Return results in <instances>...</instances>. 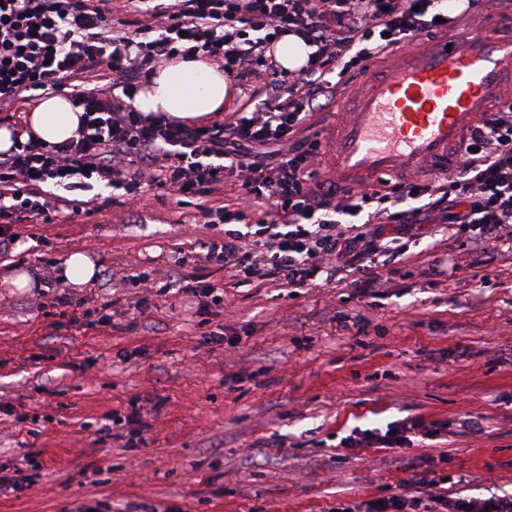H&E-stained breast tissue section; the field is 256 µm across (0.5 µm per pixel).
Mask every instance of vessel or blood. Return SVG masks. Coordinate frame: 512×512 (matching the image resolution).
<instances>
[{
  "mask_svg": "<svg viewBox=\"0 0 512 512\" xmlns=\"http://www.w3.org/2000/svg\"><path fill=\"white\" fill-rule=\"evenodd\" d=\"M512 80V37L473 34L454 45L401 52L391 73L356 91L357 109L335 135L340 185L408 171L440 169L490 98Z\"/></svg>",
  "mask_w": 512,
  "mask_h": 512,
  "instance_id": "obj_1",
  "label": "vessel or blood"
}]
</instances>
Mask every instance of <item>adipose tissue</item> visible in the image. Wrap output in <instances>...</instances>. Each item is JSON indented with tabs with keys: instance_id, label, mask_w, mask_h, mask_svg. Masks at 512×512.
<instances>
[{
	"instance_id": "adipose-tissue-1",
	"label": "adipose tissue",
	"mask_w": 512,
	"mask_h": 512,
	"mask_svg": "<svg viewBox=\"0 0 512 512\" xmlns=\"http://www.w3.org/2000/svg\"><path fill=\"white\" fill-rule=\"evenodd\" d=\"M232 97L230 80L216 66L201 60H171L157 67L138 92L136 105L143 112L190 120L224 111ZM79 115L68 99L51 95L28 113L24 128L40 141L59 143L75 136Z\"/></svg>"
}]
</instances>
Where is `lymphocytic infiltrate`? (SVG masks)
<instances>
[{
	"label": "lymphocytic infiltrate",
	"mask_w": 512,
	"mask_h": 512,
	"mask_svg": "<svg viewBox=\"0 0 512 512\" xmlns=\"http://www.w3.org/2000/svg\"><path fill=\"white\" fill-rule=\"evenodd\" d=\"M0 0V112H16L48 95L81 111L76 138L14 141L0 153V222L54 223L93 180L138 196L141 188L210 198L201 216L222 224L201 238L205 259L237 283L277 288L329 285L358 272L362 293L388 287L378 269L398 263L430 217L453 226L479 252L512 250V96L492 101L465 134L445 171L390 177L339 191L324 179L314 112L336 104L352 71L370 60L433 39L461 24L480 31L488 0ZM309 47L307 62L286 73L269 50L280 35ZM182 56L203 57L247 82L250 114L187 124L144 113L135 97L154 68ZM237 194L225 200L224 186ZM64 195H56L54 187ZM157 269L159 292L224 303L204 282L182 284L179 269ZM447 421L410 417L387 431L365 430L345 447L406 448L413 436L436 439ZM423 460L411 493L340 500L329 512H512V496L449 500L438 468Z\"/></svg>",
	"instance_id": "f902f5d3"
}]
</instances>
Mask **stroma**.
Here are the masks:
<instances>
[{
    "mask_svg": "<svg viewBox=\"0 0 512 512\" xmlns=\"http://www.w3.org/2000/svg\"><path fill=\"white\" fill-rule=\"evenodd\" d=\"M109 193L94 184L81 194L89 212L53 224L0 226L16 237L0 246V476L35 452L43 464L32 489L0 495V512H71L91 498L112 512H328L339 499L410 490L412 470L393 457L441 452L449 495L512 494V252L478 261L433 228L376 299L348 278L291 293L191 262L185 275L224 291L223 306L203 307L112 281L194 255L196 239L223 225L198 224L170 190L133 209L103 206ZM73 251L96 263V282L47 287L45 263L61 268ZM437 260L445 275L423 286ZM20 271L31 288L10 285ZM218 328L225 344L208 337ZM134 398L155 417L123 448L99 429ZM468 414L482 431L462 437ZM409 415L447 421L448 436L404 450L342 445L352 429Z\"/></svg>",
    "mask_w": 512,
    "mask_h": 512,
    "instance_id": "1",
    "label": "stroma"
}]
</instances>
